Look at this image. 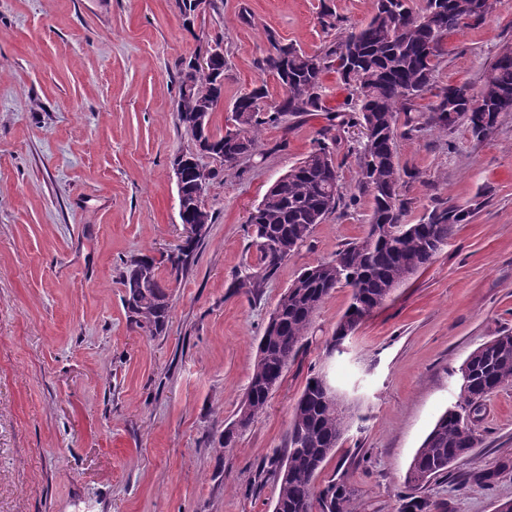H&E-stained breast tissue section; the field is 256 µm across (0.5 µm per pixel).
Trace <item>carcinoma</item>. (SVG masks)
Masks as SVG:
<instances>
[{
  "label": "carcinoma",
  "mask_w": 512,
  "mask_h": 512,
  "mask_svg": "<svg viewBox=\"0 0 512 512\" xmlns=\"http://www.w3.org/2000/svg\"><path fill=\"white\" fill-rule=\"evenodd\" d=\"M503 0H425L417 10L412 0H375L374 13L359 30L343 33L328 45L307 53L282 46L268 35L271 52L259 62L272 73L283 93L274 110L258 112L255 102L268 98L262 84L239 96L233 103L225 132L216 135L207 128L195 131L187 115L200 108L213 112L224 97V70L228 61L215 54L205 67L189 60L180 70L177 116L196 143L198 154H207L220 166L203 167L197 154L178 156L174 164L183 167L185 179L178 189L182 223L210 224L212 216L203 202L208 184L219 179L224 167L240 157L259 154L258 141L264 126L277 127L286 118L323 112V78L333 71L345 83H354L358 103L350 107L353 116L341 113L327 117L311 151L272 184L249 216L253 245L260 253V271L249 286L260 288L285 261L282 248L295 253L309 237L314 225L335 212L343 200L334 160L343 141L342 132L352 124L370 131L358 147L347 144L359 167L355 201L372 199L370 224L363 236L335 253V260L319 262L304 269L282 294L269 324L259 340L247 394L234 422L238 428L224 430L223 447L235 442L236 430L247 429L265 411L270 394L288 363L296 358L312 327L316 309L339 287L351 288L350 304L337 324L330 349L338 348L374 309L380 307L394 288L411 274L429 264L448 243L469 213L453 206L439 205L416 224L402 222V169L396 151L398 114L411 112L418 99L431 87L442 47L449 34L472 21L484 18ZM427 107V122L446 132L460 123L479 139L496 127L500 115L512 112V48H505L492 63L477 93L458 86L435 94ZM481 111L491 114L481 123ZM201 239H187L168 261L175 275L185 273ZM148 255L130 260L123 276L124 305L130 324L150 336L161 335L170 317L169 293ZM460 394L455 406L436 422L416 452L406 481L415 486L428 483L467 458L481 443L472 427L483 399L512 383V332H502L475 348L459 368ZM354 418L352 407L322 376L310 378L298 399L283 453L270 463L278 484L273 512H359L353 492L343 482L331 480L320 488L316 481L323 464L334 455L339 441ZM437 505L422 496L405 499L398 512H435Z\"/></svg>",
  "instance_id": "obj_1"
}]
</instances>
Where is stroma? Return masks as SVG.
<instances>
[{"mask_svg":"<svg viewBox=\"0 0 512 512\" xmlns=\"http://www.w3.org/2000/svg\"><path fill=\"white\" fill-rule=\"evenodd\" d=\"M184 18L178 0H0V512H272L263 472L284 448L294 405L326 374L354 420L318 485L342 481L361 512H397L410 463L455 405L471 351L512 331V112L476 139L465 125L398 137L404 223L439 203L469 211L434 260L395 288L345 340L327 343L350 291L316 311L266 410L222 447L244 398L258 339L308 266L361 237L370 198L339 207L260 291L248 216L312 148L324 112L264 129L260 156L210 183L212 215L188 272L173 160L194 150L177 120L184 61L224 37L223 132L234 100L266 84L270 38L306 52L365 24L374 0H216ZM336 13L323 30L322 5ZM512 47V0L449 35L432 90L478 92ZM156 258L171 295L162 335L132 326L127 261ZM482 442L420 493L437 512H496L512 499V385L482 403ZM508 467L490 484L475 473Z\"/></svg>","mask_w":512,"mask_h":512,"instance_id":"obj_1","label":"stroma"}]
</instances>
